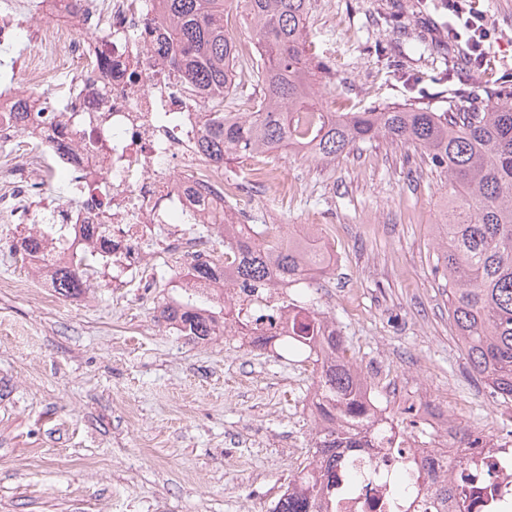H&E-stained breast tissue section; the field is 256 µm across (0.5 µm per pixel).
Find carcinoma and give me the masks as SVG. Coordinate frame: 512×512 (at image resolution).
Listing matches in <instances>:
<instances>
[{
	"instance_id": "obj_1",
	"label": "carcinoma",
	"mask_w": 512,
	"mask_h": 512,
	"mask_svg": "<svg viewBox=\"0 0 512 512\" xmlns=\"http://www.w3.org/2000/svg\"><path fill=\"white\" fill-rule=\"evenodd\" d=\"M156 16L153 47L167 58L178 80L203 93L197 146L217 163L271 149L313 144L316 159H336L378 135L411 146L430 168L448 178L445 221L435 225V270L448 286V318L468 364L492 393L512 400V103L484 104L472 98L464 109L437 112L403 105L367 112H332L314 90V61L306 45L313 0H243L261 50L252 73L264 83L253 110L237 116L215 112L238 77L239 42L224 13L236 0H151ZM63 224H40L20 239L22 253L43 262L62 296L81 293L90 257L66 261L45 253L50 237L63 238ZM98 224L83 225L84 237L101 252L112 240ZM239 224L224 230V254L233 256L241 282L275 277L313 288L311 272L324 269L322 253L293 241L267 240L268 227ZM224 311L183 299L165 304L163 319L197 340L217 335ZM287 345L316 356L320 364L316 406L326 425L316 431L317 473L300 471L296 491L282 495L271 512H316L324 488L336 481L337 450L361 448L374 438L375 422L355 399L363 374L346 356L336 328L317 316L313 304L293 318Z\"/></svg>"
}]
</instances>
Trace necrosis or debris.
Here are the masks:
<instances>
[{"instance_id": "obj_1", "label": "necrosis or debris", "mask_w": 512, "mask_h": 512, "mask_svg": "<svg viewBox=\"0 0 512 512\" xmlns=\"http://www.w3.org/2000/svg\"><path fill=\"white\" fill-rule=\"evenodd\" d=\"M31 14L40 18L29 31L31 49L18 61L0 63V143L21 142L35 175L15 181L0 196V210L13 213L19 224L68 225V258L90 249L83 225H110L112 268L130 288L146 287L154 278L143 243L156 225H169L161 258L215 264V279L189 280L184 287L211 300L223 298L233 313L225 334L255 345L287 336V283L234 281L231 261L215 260L207 241L188 230L192 224L220 230L247 223L240 199L264 184L283 183L281 171L268 167L258 176L249 162L242 181L232 182L223 166L198 151L200 96L177 84L161 55L149 51L142 38L144 0H0V45L13 46ZM24 87L44 94L28 133L7 118ZM59 131L73 140L70 154L49 146ZM64 173L77 209L46 208L42 199L50 180ZM411 408L431 440L402 431L385 449H350L336 464L328 512H459L466 496L475 502L472 512H512V436L492 440L476 432L466 441L445 406L421 397ZM457 459L462 468H452ZM420 464L432 479L447 481V503L438 504L427 484L407 498L399 492L398 480Z\"/></svg>"}]
</instances>
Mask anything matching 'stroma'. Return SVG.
<instances>
[{
    "label": "stroma",
    "mask_w": 512,
    "mask_h": 512,
    "mask_svg": "<svg viewBox=\"0 0 512 512\" xmlns=\"http://www.w3.org/2000/svg\"><path fill=\"white\" fill-rule=\"evenodd\" d=\"M491 38L479 71L466 36L445 56L392 55L381 24H453L448 0H315L312 51L328 62L315 88L330 110L422 102L468 105L475 88L512 90V0H472ZM287 189L268 186L245 209L278 237L309 227L341 258L322 276L316 310L391 414L428 391L463 423L512 431L503 402L467 364L435 270L434 226L448 193L412 147L377 137L327 163L274 154ZM0 222V512H271L308 464L307 405L317 365L236 336L194 340L159 317L189 268L158 262L150 288L113 281L59 295Z\"/></svg>",
    "instance_id": "stroma-1"
}]
</instances>
